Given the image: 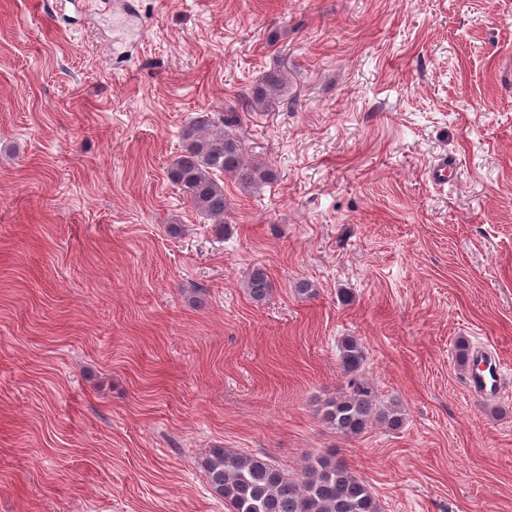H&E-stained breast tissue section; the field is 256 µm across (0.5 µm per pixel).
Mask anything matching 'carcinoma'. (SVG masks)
<instances>
[{
  "mask_svg": "<svg viewBox=\"0 0 512 512\" xmlns=\"http://www.w3.org/2000/svg\"><path fill=\"white\" fill-rule=\"evenodd\" d=\"M285 88L283 72L273 68L244 96L246 110H266ZM234 113L213 117L201 112L181 130V151L169 165L168 178L182 197L216 231L224 232L228 200L224 178L248 192L278 177L272 163L250 157L236 131ZM250 297L266 300L270 282L256 268L246 280ZM363 343L352 336L339 345V364L349 376L346 389L327 402L323 418L346 438L360 435L377 422L390 427L401 423L400 412L377 406L376 394L363 377ZM212 491L224 499L230 512H382L370 487L336 454L307 461L303 473L290 477L263 454H245L230 448L208 449L198 460Z\"/></svg>",
  "mask_w": 512,
  "mask_h": 512,
  "instance_id": "cac0c4a2",
  "label": "carcinoma"
}]
</instances>
